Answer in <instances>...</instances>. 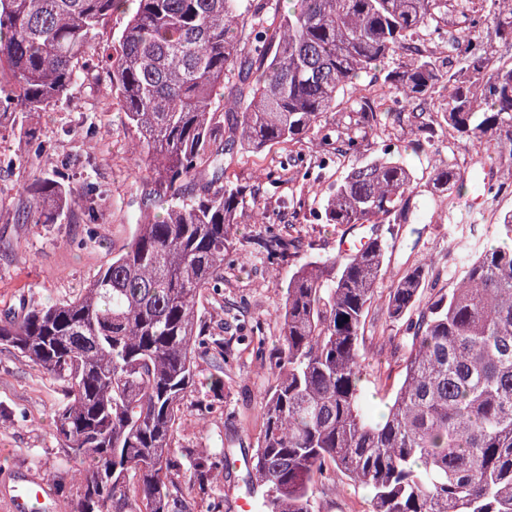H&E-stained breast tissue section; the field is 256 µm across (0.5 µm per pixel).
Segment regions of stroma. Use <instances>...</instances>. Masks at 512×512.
<instances>
[{
  "label": "stroma",
  "instance_id": "stroma-1",
  "mask_svg": "<svg viewBox=\"0 0 512 512\" xmlns=\"http://www.w3.org/2000/svg\"><path fill=\"white\" fill-rule=\"evenodd\" d=\"M41 142L43 152H34L30 141ZM132 136L124 125L120 105L113 100L106 82L96 76L85 80L80 94L58 104L53 111L39 112L0 130V155L12 157L11 167L0 169V311L16 310L32 302L63 301L75 297L100 267L128 243L132 226L140 216L143 185L135 177L131 160ZM286 145H273L263 152L235 150L227 170L230 181L256 187L257 195L246 198L237 221L238 260L224 271V303L210 305L206 318L223 326L225 337L236 336L243 322L261 321L267 348H276L279 327L272 317L282 301L280 285L294 265L309 256H331L349 226L309 222L308 209L317 207L321 191L350 166L340 159L315 170V184L282 168L289 153ZM68 160L73 185L91 182L102 195L98 206L104 221L96 240L85 235L86 225L78 211H68L57 224H21L17 211L27 201L25 192L36 172L52 173L60 160ZM274 171L280 181L269 185L264 175ZM512 209V188L497 199L475 202L468 193L456 197L449 214L434 224L419 225L417 233L401 227L389 263L390 274L428 260L437 268L448 265L449 243L466 244L473 227L491 239L498 214ZM276 217L283 235L301 238L304 248L281 266L279 273L267 270L263 253L254 244L264 234L257 224V211ZM366 362L364 387L369 404L385 412L390 388L400 377L398 360L387 349L388 340H401L399 325H386L380 307H373L365 325ZM212 366L200 362L197 384L181 409L173 446L177 452L206 448L226 451L235 467L225 470L216 490L225 501L224 512H237L235 500L245 491V462L250 459L261 428L259 402L268 388L266 363L241 352L224 370V388L210 387ZM63 398L62 386L36 365L13 351L0 349V512H9L4 494L28 479L62 477L65 492H53L56 502L75 495L77 484L64 461L55 437L52 412ZM218 399L222 412L202 415V400Z\"/></svg>",
  "mask_w": 512,
  "mask_h": 512
}]
</instances>
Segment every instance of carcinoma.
I'll list each match as a JSON object with an SVG mask.
<instances>
[{
  "mask_svg": "<svg viewBox=\"0 0 512 512\" xmlns=\"http://www.w3.org/2000/svg\"><path fill=\"white\" fill-rule=\"evenodd\" d=\"M127 2L0 0V128L54 110L95 72L123 111L144 188L129 243L80 295L0 317V346L63 384L54 426L77 476L69 512H195L192 492L229 465L224 452L180 458L172 447L199 360L220 373L236 360L202 306L224 298L236 215L257 190L224 173L236 146L304 141L353 158L318 217L367 235L351 253L295 266L276 352L257 337L273 376L248 470L260 512H321L339 476L369 489V512H512V209L496 219L503 245L448 251L451 286L418 262L379 291L394 225L415 211L432 220L463 191L495 199L512 176V57L496 51L512 44V0H295L286 13L281 0H138L112 43L96 41ZM451 20L449 47L428 49ZM371 71L381 81L363 84ZM344 94L358 125L398 128L370 159L358 158L359 134L329 128ZM388 98L397 109L375 111ZM450 140L471 146L467 165L441 157ZM408 149L429 160L423 187ZM68 181L66 163L35 178L19 218L56 224L81 205L99 223L95 188ZM155 204L166 215L153 220ZM256 221L267 261L302 248L273 216ZM376 304L407 335L378 418L362 385Z\"/></svg>",
  "mask_w": 512,
  "mask_h": 512,
  "instance_id": "1",
  "label": "carcinoma"
}]
</instances>
